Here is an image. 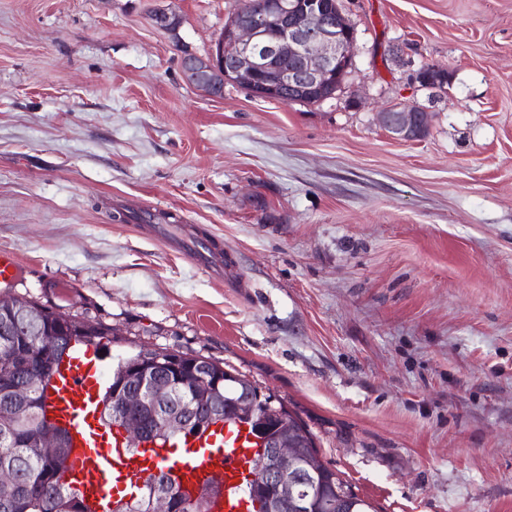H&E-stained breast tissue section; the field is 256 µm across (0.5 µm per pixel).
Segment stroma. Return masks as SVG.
I'll return each instance as SVG.
<instances>
[{
    "instance_id": "35a3bbf8",
    "label": "stroma",
    "mask_w": 512,
    "mask_h": 512,
    "mask_svg": "<svg viewBox=\"0 0 512 512\" xmlns=\"http://www.w3.org/2000/svg\"><path fill=\"white\" fill-rule=\"evenodd\" d=\"M239 4L0 0L13 293L112 327L113 354L235 368L378 512H512V0H339L352 67L314 104L184 80ZM390 106L427 135L392 139ZM168 218L222 241L227 279ZM424 109L420 107L389 108L378 114L384 130L395 140L415 141L422 137L428 119ZM428 128L425 131L427 133ZM159 236L176 242L178 250L192 259L201 262L213 271L223 272L226 265L216 254L212 245L202 237L183 236L177 232V226L161 224L157 227Z\"/></svg>"
}]
</instances>
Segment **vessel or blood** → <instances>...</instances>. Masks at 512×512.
Here are the masks:
<instances>
[{
	"instance_id": "obj_1",
	"label": "vessel or blood",
	"mask_w": 512,
	"mask_h": 512,
	"mask_svg": "<svg viewBox=\"0 0 512 512\" xmlns=\"http://www.w3.org/2000/svg\"><path fill=\"white\" fill-rule=\"evenodd\" d=\"M159 236L175 241L180 252L213 271L223 272L225 265L212 245L198 236L180 235L175 226H158ZM106 373L92 364L84 349H76L51 377L46 404L48 413L70 436L67 466L82 481L92 484L84 503L89 512H103L111 501L113 480L122 473L139 469L141 479L163 474L180 485H194L203 478H219L224 491L212 512H251L243 487L251 478V462L258 450L256 442L240 426L225 425L213 434H201L180 441L179 451L170 445L157 446L145 466L131 460L124 447L97 441L86 420L89 397L106 385Z\"/></svg>"
}]
</instances>
